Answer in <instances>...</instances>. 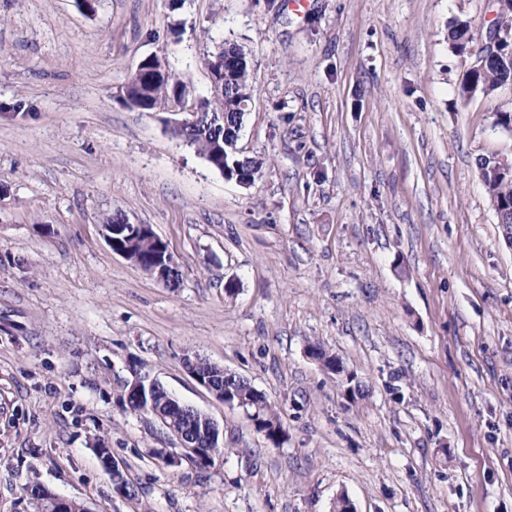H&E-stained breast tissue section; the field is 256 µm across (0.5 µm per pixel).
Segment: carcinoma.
Wrapping results in <instances>:
<instances>
[{"instance_id":"obj_1","label":"carcinoma","mask_w":512,"mask_h":512,"mask_svg":"<svg viewBox=\"0 0 512 512\" xmlns=\"http://www.w3.org/2000/svg\"><path fill=\"white\" fill-rule=\"evenodd\" d=\"M492 29L500 37L498 51L483 67L473 65L468 69L460 87L463 97L476 93L488 97L512 85V5L499 9ZM449 39L459 53L468 54L470 50L479 47L481 36L474 33L469 21L457 20L449 31ZM250 86L249 66L229 71V75L225 76L224 93H212L200 100V109L206 112V116L214 117V120H206L184 135L175 129L171 130L175 138L190 141L208 163L230 178L255 164H262L257 158L230 154L227 146L222 154L209 151V146L216 141L220 143L238 139L244 117L240 102L248 98ZM181 87V81L170 75H156L147 66L125 85V102L146 112L164 111L178 99ZM481 178L489 199L512 202V175L499 176L483 172ZM235 389L241 398L240 407L247 412L254 429L268 441L278 443L283 427L266 394L258 392L251 383L245 381L235 383Z\"/></svg>"}]
</instances>
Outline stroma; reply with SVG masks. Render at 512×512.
<instances>
[{
	"label": "stroma",
	"instance_id": "obj_1",
	"mask_svg": "<svg viewBox=\"0 0 512 512\" xmlns=\"http://www.w3.org/2000/svg\"><path fill=\"white\" fill-rule=\"evenodd\" d=\"M495 0H0V512L39 484L88 512H512V246L481 180L512 160V86L461 97L455 19ZM244 47L247 187L122 89L162 58L195 96ZM151 225L169 288L115 254L105 217ZM235 280L234 294L224 284ZM336 354L346 395L307 355ZM246 378L279 443L184 356ZM224 431L212 467L170 466L134 374ZM135 487L117 495L96 449ZM185 364V368L187 372L192 376V378L204 389H206L210 394H212L218 401L224 403V405L227 406H234V404L237 403L236 396H233L234 403L229 400L231 395L232 386H226L225 385V379H228L229 383H233V377L239 378V375H237L234 372H229L228 370L224 369L223 367H220L216 364L209 363V366H216L221 374L224 376V392L221 393L220 391L216 390L210 381V376L201 371V368H203L204 365H201L199 362L196 361H190L187 360ZM226 391V393H225ZM144 380H147L146 376L142 377V376H138L137 374H135L134 380L130 383L129 390H128V386H127L125 389V393H124L123 397L121 398L123 406L127 410H129L131 413L137 415L140 410L139 399H138V398H140L142 400V408L140 411L142 413L141 417L143 416L144 418H147V419L157 420L164 427L169 428L170 422L173 421L172 417L165 416V415L161 414L160 411L155 408V405L152 401L148 404L143 403V397L141 395V387L143 385ZM127 390H128V393L134 392L136 395H138V398L134 393L127 395Z\"/></svg>",
	"mask_w": 512,
	"mask_h": 512
}]
</instances>
